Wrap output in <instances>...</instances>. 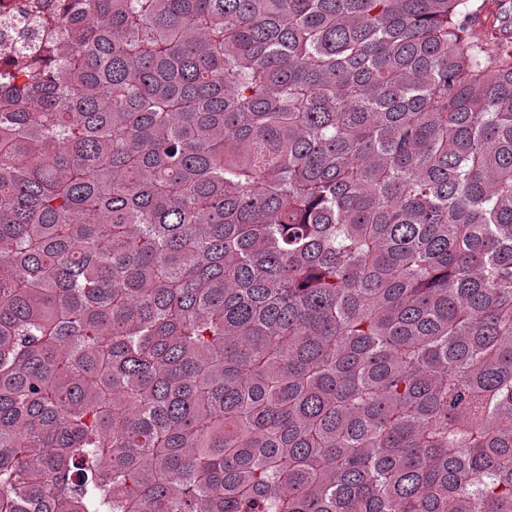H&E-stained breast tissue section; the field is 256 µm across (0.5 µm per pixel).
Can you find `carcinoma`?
Returning a JSON list of instances; mask_svg holds the SVG:
<instances>
[{
	"label": "carcinoma",
	"mask_w": 512,
	"mask_h": 512,
	"mask_svg": "<svg viewBox=\"0 0 512 512\" xmlns=\"http://www.w3.org/2000/svg\"><path fill=\"white\" fill-rule=\"evenodd\" d=\"M467 2L42 14L0 512H512V41Z\"/></svg>",
	"instance_id": "obj_1"
}]
</instances>
